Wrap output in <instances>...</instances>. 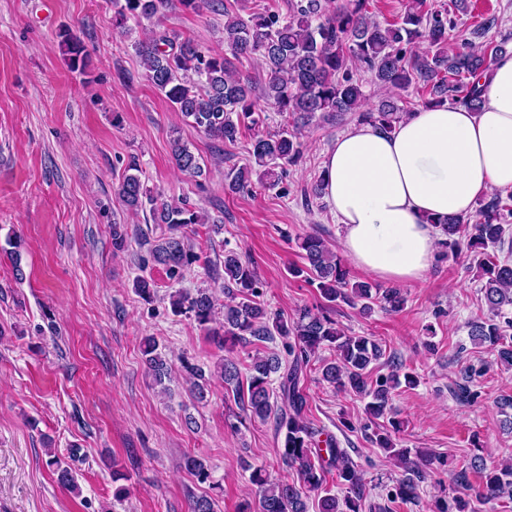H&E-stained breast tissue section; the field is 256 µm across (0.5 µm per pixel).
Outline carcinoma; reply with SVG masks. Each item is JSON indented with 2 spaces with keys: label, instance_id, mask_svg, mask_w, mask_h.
Here are the masks:
<instances>
[{
  "label": "carcinoma",
  "instance_id": "cac0c4a2",
  "mask_svg": "<svg viewBox=\"0 0 512 512\" xmlns=\"http://www.w3.org/2000/svg\"><path fill=\"white\" fill-rule=\"evenodd\" d=\"M424 2L411 0L401 23L387 26L372 19L368 0H293L284 18L265 11L245 19L226 11L224 43L232 51L231 59L204 51L193 41L165 30L134 42L133 48L146 79L200 132L214 140L234 142L241 129L253 131L251 164L232 168L225 175V189L243 193L251 191L256 183L267 188L279 185L284 165L300 158L298 130L319 114L353 112L359 122L390 131L400 114L411 112L406 104L394 100L381 102L376 110L368 107L362 83L352 70L354 64L370 73L381 87L406 89L414 84L429 89L428 105L450 99L473 110L480 108L482 89L473 78L489 72L507 49L491 41L478 47L469 42L461 46L450 42L456 17L469 11V0H452L449 9L427 11L422 10ZM171 4L172 0H122L112 25L118 29L131 18L149 20ZM58 38L69 67L85 72L90 59L82 41L67 28L59 31ZM252 55L259 56L266 69L258 96L235 65L236 60ZM259 97L291 117L292 128L275 134L260 131L263 108L257 102ZM171 156L181 172L191 177L202 175L198 157L178 137L171 140ZM127 170L116 194L133 212L150 205L154 223L166 225L161 236L146 240L149 260L177 281L196 259L187 249L185 228L207 224L209 218L185 201L173 205L161 195H153L137 174L136 162H130ZM509 215L512 193H495L479 205L473 222L452 216L438 224L442 254H456L465 245L479 249L483 255L476 267L485 277L482 290L487 313L469 323L468 336L473 344L489 348L495 363L507 369L512 368V262L487 250H504ZM298 245L306 266L293 268L292 274L307 275V281L317 285L326 302L358 305L365 313L371 312L374 304L389 312L404 308L407 299L401 289L391 287L379 292L368 282L351 281L321 236L306 234L298 238ZM261 286L253 263L238 252L228 251L224 253L226 301L220 328L210 327L218 311L209 289L198 288L193 293L177 290L170 296L174 313L190 314L223 347L247 344L252 339L272 341L277 336L284 340L290 364L277 392L271 388V374L282 366L276 355H253L244 381L233 359L227 357L218 365L220 377L235 384L234 397L247 402L251 417L262 422L274 419L276 431L283 434L280 460L296 475L292 482H272L263 469H254L250 478L259 495V512H308L309 493L319 491L323 493L319 512H363L367 494L358 466L333 436L328 434L320 440L323 431L306 416L307 396L300 385L302 368L326 346L335 351V358L322 365V381L366 400L368 423L364 427L375 425L369 440L401 469L388 490L389 502L417 501L420 484L434 473L436 458L399 446L394 435L401 431L402 423L392 417L390 405L395 390L416 385L417 376L402 371L403 364L395 355H385L377 340L346 334L323 310L303 307L290 322L270 316L256 301ZM142 356L155 382L163 383L169 366L154 339H145ZM379 361L388 372L373 378L370 365ZM184 370L195 378V394L204 398L205 371L189 363ZM484 372L482 366H466L465 383L457 385L456 397L467 402L477 398L469 383ZM381 418L388 419V426L376 424ZM48 467L59 485L77 489L72 470L60 460L50 459ZM333 472L346 489L341 498L326 488L327 476ZM472 473L481 478L476 488L470 482ZM456 482L465 492L434 496L429 512H475L473 498L483 504L505 499L512 502L511 464L488 467L475 455L457 472Z\"/></svg>",
  "mask_w": 512,
  "mask_h": 512
}]
</instances>
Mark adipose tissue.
I'll return each mask as SVG.
<instances>
[{"label": "adipose tissue", "mask_w": 512, "mask_h": 512, "mask_svg": "<svg viewBox=\"0 0 512 512\" xmlns=\"http://www.w3.org/2000/svg\"><path fill=\"white\" fill-rule=\"evenodd\" d=\"M479 84L480 109L424 107L389 132L355 126L328 148L323 196L356 267L397 285L423 280L438 250L436 218L512 190V54Z\"/></svg>", "instance_id": "obj_1"}]
</instances>
